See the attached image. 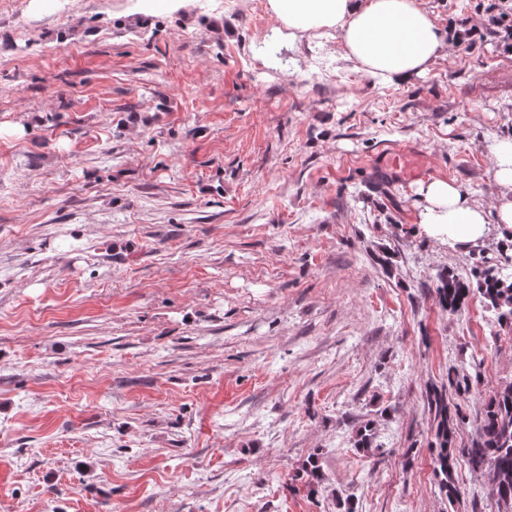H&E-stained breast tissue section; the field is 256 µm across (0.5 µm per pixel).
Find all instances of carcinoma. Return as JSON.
<instances>
[{
	"instance_id": "obj_1",
	"label": "carcinoma",
	"mask_w": 512,
	"mask_h": 512,
	"mask_svg": "<svg viewBox=\"0 0 512 512\" xmlns=\"http://www.w3.org/2000/svg\"><path fill=\"white\" fill-rule=\"evenodd\" d=\"M478 288L450 272L437 276L436 295L440 306L450 314L465 309L472 292H478L486 306L494 311L497 321L512 324V255L501 252L498 263L476 272ZM427 400L433 412L435 448L434 469L438 492L448 502L460 496L454 479L458 460H464L473 470L490 475L488 495L497 505V512H512V382L500 387L489 400L476 426V435L463 447L456 446V432L465 424V416L458 404L448 403L445 387L431 385ZM309 493L316 494L322 482L320 467L310 459L302 467Z\"/></svg>"
}]
</instances>
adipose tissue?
<instances>
[{"label": "adipose tissue", "instance_id": "adipose-tissue-1", "mask_svg": "<svg viewBox=\"0 0 512 512\" xmlns=\"http://www.w3.org/2000/svg\"><path fill=\"white\" fill-rule=\"evenodd\" d=\"M269 7L289 36L338 31L346 58L383 84L427 73L446 47L440 27L417 0H269ZM492 153L500 187L492 208L445 180L420 186L418 224L425 235L462 248L482 241L490 225L512 227V140L498 141Z\"/></svg>", "mask_w": 512, "mask_h": 512}]
</instances>
